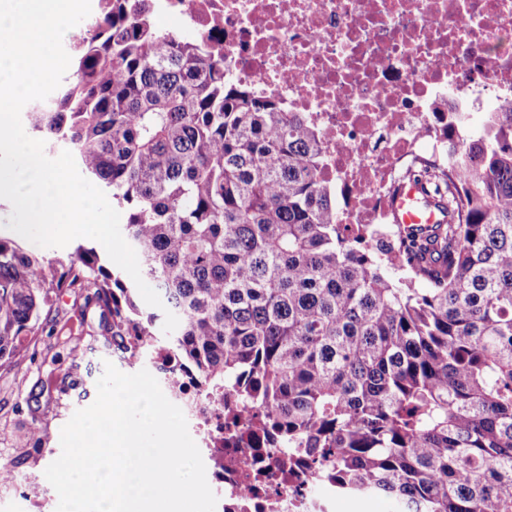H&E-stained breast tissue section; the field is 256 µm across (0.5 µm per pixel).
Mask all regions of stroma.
Listing matches in <instances>:
<instances>
[{
	"label": "stroma",
	"instance_id": "obj_1",
	"mask_svg": "<svg viewBox=\"0 0 512 512\" xmlns=\"http://www.w3.org/2000/svg\"><path fill=\"white\" fill-rule=\"evenodd\" d=\"M100 332L98 312L84 310L82 298L68 292L55 299L36 334L21 337L15 353L0 359V467L19 475L0 486V512H28L33 497L43 501L44 512H55L58 495L44 471L61 454L62 427L95 401L106 364L125 374L155 371L147 360L130 365L119 350L104 345ZM75 345L80 354L72 353ZM32 427L38 441L22 443Z\"/></svg>",
	"mask_w": 512,
	"mask_h": 512
}]
</instances>
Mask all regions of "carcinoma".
I'll return each instance as SVG.
<instances>
[{"label":"carcinoma","mask_w":512,"mask_h":512,"mask_svg":"<svg viewBox=\"0 0 512 512\" xmlns=\"http://www.w3.org/2000/svg\"><path fill=\"white\" fill-rule=\"evenodd\" d=\"M160 0H99L34 130L124 213L142 277L179 319L165 343L135 283L93 247L45 265L0 235V358L53 296L84 293L106 341L164 352L200 397L316 455L336 492L410 512H512V104L450 126V168L416 166L439 224L336 223L319 135L234 82L224 29H156ZM386 269L402 270L395 282ZM426 287L417 288L415 284Z\"/></svg>","instance_id":"cac0c4a2"}]
</instances>
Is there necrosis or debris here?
Instances as JSON below:
<instances>
[{
    "instance_id": "4bbe7bcc",
    "label": "necrosis or debris",
    "mask_w": 512,
    "mask_h": 512,
    "mask_svg": "<svg viewBox=\"0 0 512 512\" xmlns=\"http://www.w3.org/2000/svg\"><path fill=\"white\" fill-rule=\"evenodd\" d=\"M224 28L228 75L319 133L341 224H390L402 172L447 164L444 112L512 102V0H193ZM216 512H334L336 489L285 448L223 444L222 416L184 406Z\"/></svg>"
}]
</instances>
